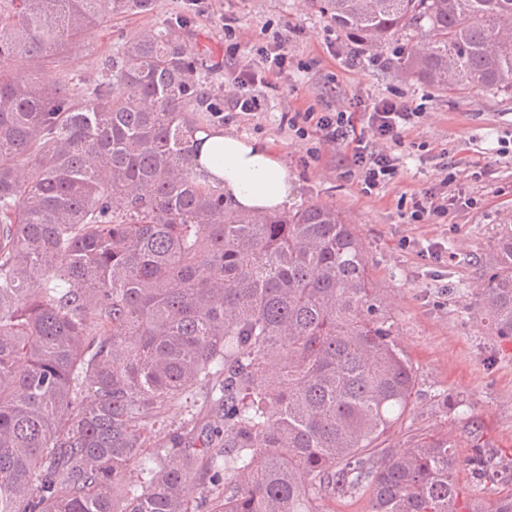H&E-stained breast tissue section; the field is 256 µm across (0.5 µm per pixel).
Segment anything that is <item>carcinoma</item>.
Masks as SVG:
<instances>
[{
	"instance_id": "1",
	"label": "carcinoma",
	"mask_w": 512,
	"mask_h": 512,
	"mask_svg": "<svg viewBox=\"0 0 512 512\" xmlns=\"http://www.w3.org/2000/svg\"><path fill=\"white\" fill-rule=\"evenodd\" d=\"M154 0H0V512H484L446 437H388L417 376L336 208L240 212L196 171L224 121L174 26L84 88L20 82ZM445 90L512 92V0H309ZM123 91L112 93V83ZM483 311L512 336V230ZM368 506L369 494L363 491L336 498L327 504L328 512H367Z\"/></svg>"
}]
</instances>
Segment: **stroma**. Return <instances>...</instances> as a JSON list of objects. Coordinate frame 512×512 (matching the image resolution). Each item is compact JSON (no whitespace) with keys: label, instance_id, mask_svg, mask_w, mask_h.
<instances>
[{"label":"stroma","instance_id":"obj_1","mask_svg":"<svg viewBox=\"0 0 512 512\" xmlns=\"http://www.w3.org/2000/svg\"><path fill=\"white\" fill-rule=\"evenodd\" d=\"M227 16L237 20L232 41L224 37ZM183 18L189 48L210 62L245 64L277 35L299 62L281 79L283 91L267 111L246 115L225 108L224 127L281 153L296 186L289 210L327 204L352 225L418 379L412 410L392 443L404 450L421 434L444 433L460 455L476 444L491 449L498 482L479 485L468 472L458 474L464 496L489 512L500 492L512 487V337L489 335L480 305L484 256L512 214V93L451 94L403 77L399 62L417 36L413 30L395 36L382 49L381 63L372 64L368 52L306 0H155L150 12L102 24L60 65L35 75L19 60L12 71L46 85L73 74L92 79L123 39ZM384 98L412 102L419 116L399 142H384L399 156L400 171L369 195L347 175L340 150L313 133L299 137L284 119L307 110L357 112ZM449 161L454 171H447ZM428 190L450 192L454 203L439 223L413 222L411 199ZM437 242L448 249L447 263L426 255ZM473 421L479 425L474 435L468 432Z\"/></svg>","mask_w":512,"mask_h":512}]
</instances>
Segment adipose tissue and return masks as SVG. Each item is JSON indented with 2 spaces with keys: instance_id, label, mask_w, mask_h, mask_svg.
Wrapping results in <instances>:
<instances>
[{
  "instance_id": "ef3b65f1",
  "label": "adipose tissue",
  "mask_w": 512,
  "mask_h": 512,
  "mask_svg": "<svg viewBox=\"0 0 512 512\" xmlns=\"http://www.w3.org/2000/svg\"><path fill=\"white\" fill-rule=\"evenodd\" d=\"M197 138L199 164L210 183L223 189L233 209L277 212L287 206L292 178L281 155L269 144L221 128L200 132Z\"/></svg>"
}]
</instances>
